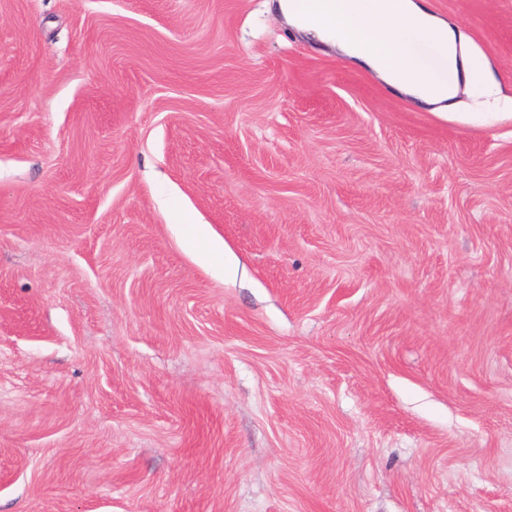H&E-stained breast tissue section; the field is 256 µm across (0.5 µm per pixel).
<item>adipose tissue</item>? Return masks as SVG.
<instances>
[{
    "mask_svg": "<svg viewBox=\"0 0 512 512\" xmlns=\"http://www.w3.org/2000/svg\"><path fill=\"white\" fill-rule=\"evenodd\" d=\"M278 10L288 24L337 44L392 87L425 102L451 98L464 82L494 92L461 37L432 15L424 0H280ZM181 231L224 275L236 276L235 262L204 225L186 218Z\"/></svg>",
    "mask_w": 512,
    "mask_h": 512,
    "instance_id": "1",
    "label": "adipose tissue"
}]
</instances>
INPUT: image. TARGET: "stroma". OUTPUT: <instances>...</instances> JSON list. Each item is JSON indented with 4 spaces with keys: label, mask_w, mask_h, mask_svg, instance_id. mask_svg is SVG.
<instances>
[{
    "label": "stroma",
    "mask_w": 512,
    "mask_h": 512,
    "mask_svg": "<svg viewBox=\"0 0 512 512\" xmlns=\"http://www.w3.org/2000/svg\"><path fill=\"white\" fill-rule=\"evenodd\" d=\"M274 3L0 0V512H512V0L447 115ZM181 225L182 235L191 243L201 247L206 257L222 269L224 276L237 275L238 268L232 258L226 255L224 247L217 244L209 235L203 224L194 223L190 218H184Z\"/></svg>",
    "instance_id": "35a3bbf8"
}]
</instances>
